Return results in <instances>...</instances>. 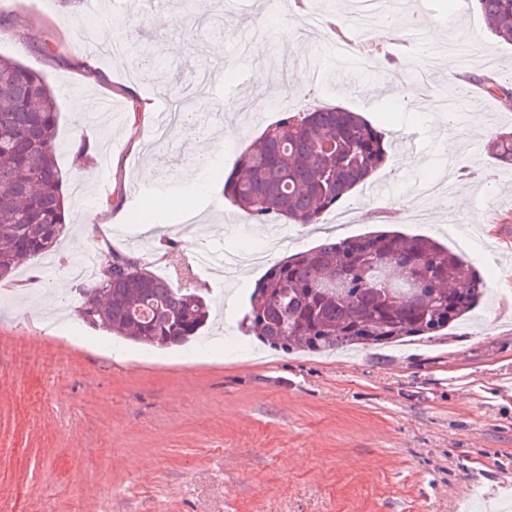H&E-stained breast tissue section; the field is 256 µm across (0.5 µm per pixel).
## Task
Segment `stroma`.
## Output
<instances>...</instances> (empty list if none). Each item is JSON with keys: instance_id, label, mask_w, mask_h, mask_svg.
Instances as JSON below:
<instances>
[{"instance_id": "35a3bbf8", "label": "stroma", "mask_w": 512, "mask_h": 512, "mask_svg": "<svg viewBox=\"0 0 512 512\" xmlns=\"http://www.w3.org/2000/svg\"><path fill=\"white\" fill-rule=\"evenodd\" d=\"M361 0H0V54L43 75L58 93L57 139L89 141L88 157L58 154L68 191L60 265L26 263L0 302V512H512V165L493 158L497 132L512 131V98L479 85L512 82V45L459 0H402L423 20L435 52L427 108L393 106L383 85L398 65L417 88L411 26L377 47L359 42L377 69L333 55L337 40L321 17L347 20ZM178 26L163 22L170 14ZM124 20L160 68L127 52L95 50L90 30ZM257 42L255 52L239 47ZM270 79L256 83L255 68ZM467 93L454 119L431 106L455 88ZM209 74L211 117L191 116L165 142L151 130L168 86ZM272 96L254 121L245 108ZM239 109L223 111L227 99ZM341 105L388 133L389 163L346 199L355 222L294 226L272 261L380 225L427 235L471 262L488 292L461 323L431 339L388 347L283 352L241 335L249 295L263 275L235 278L194 265L185 216L205 224L206 241L244 245L249 217L224 198L239 154L284 112ZM206 140L210 150L197 155ZM151 167V182L137 173ZM451 180L443 209L412 221L407 204L423 182ZM177 206L112 238L115 213L147 208L151 196ZM98 212V237H83ZM140 258L160 275L203 288L214 320L208 354L108 345L106 332L78 317L81 293L56 288L87 251Z\"/></svg>"}]
</instances>
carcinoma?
Wrapping results in <instances>:
<instances>
[{
  "instance_id": "1",
  "label": "carcinoma",
  "mask_w": 512,
  "mask_h": 512,
  "mask_svg": "<svg viewBox=\"0 0 512 512\" xmlns=\"http://www.w3.org/2000/svg\"><path fill=\"white\" fill-rule=\"evenodd\" d=\"M474 5L491 34L512 44V0ZM57 119L46 80L0 55V282L24 261L53 252L66 225ZM388 147L385 132L346 107L283 112L239 155L224 199L257 224H317L384 167ZM490 150L512 164V133L495 136ZM486 291L472 264L427 236L327 238L266 271L240 328L286 352L391 346L441 335ZM82 293V322L159 349L190 343L209 320L202 289L177 286L114 251Z\"/></svg>"
}]
</instances>
